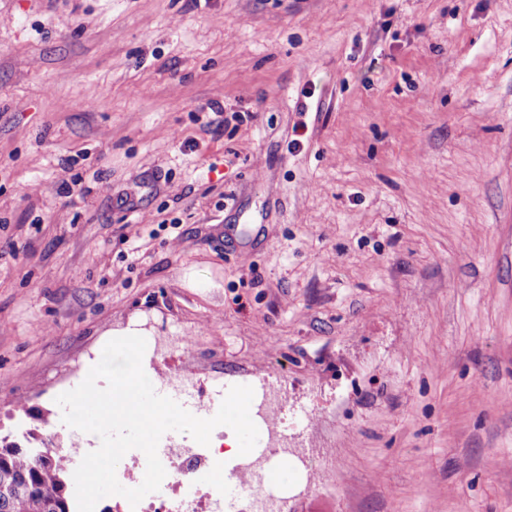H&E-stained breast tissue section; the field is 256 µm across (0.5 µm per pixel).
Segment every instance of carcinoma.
Listing matches in <instances>:
<instances>
[{
  "label": "carcinoma",
  "mask_w": 512,
  "mask_h": 512,
  "mask_svg": "<svg viewBox=\"0 0 512 512\" xmlns=\"http://www.w3.org/2000/svg\"><path fill=\"white\" fill-rule=\"evenodd\" d=\"M60 448L0 438V512H76L72 470Z\"/></svg>",
  "instance_id": "1"
}]
</instances>
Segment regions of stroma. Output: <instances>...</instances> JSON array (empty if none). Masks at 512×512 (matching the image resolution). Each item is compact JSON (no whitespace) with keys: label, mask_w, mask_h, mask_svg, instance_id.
Returning a JSON list of instances; mask_svg holds the SVG:
<instances>
[{"label":"stroma","mask_w":512,"mask_h":512,"mask_svg":"<svg viewBox=\"0 0 512 512\" xmlns=\"http://www.w3.org/2000/svg\"><path fill=\"white\" fill-rule=\"evenodd\" d=\"M129 329L286 512H512V0H0V437ZM264 406H265V419L263 422V426H261L260 432L261 436L264 440L265 445L268 446V438L269 435H278L282 442L288 437L281 434L280 427L283 421L281 420L279 414L282 411V406L272 404L267 396L264 394L263 397Z\"/></svg>","instance_id":"stroma-1"}]
</instances>
